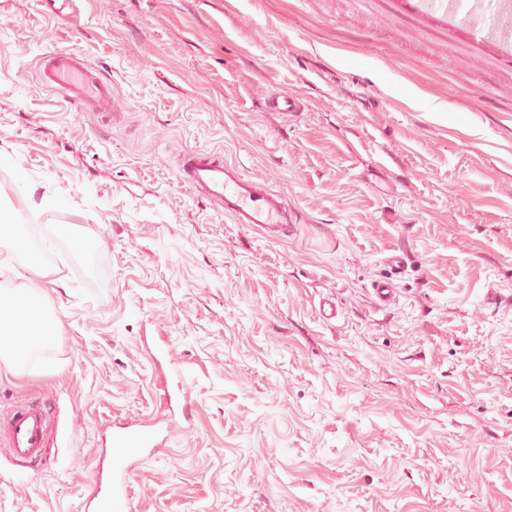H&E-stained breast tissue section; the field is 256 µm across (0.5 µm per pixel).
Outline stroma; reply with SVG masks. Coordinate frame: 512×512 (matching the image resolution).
I'll list each match as a JSON object with an SVG mask.
<instances>
[{"mask_svg":"<svg viewBox=\"0 0 512 512\" xmlns=\"http://www.w3.org/2000/svg\"><path fill=\"white\" fill-rule=\"evenodd\" d=\"M56 49L111 75L122 124L37 83ZM288 93L301 111L270 108ZM190 148L266 180L296 234L267 239L179 182ZM0 209L99 248L89 264L58 244L10 279L45 289L61 334L36 371L0 365V404L45 402L55 427L43 473L0 454V512H83L90 450L125 419L172 432L133 512H512V37L484 16L0 0ZM172 361L186 413L160 399ZM385 261L391 270L390 276L376 280L372 284V290L379 306H386L395 300V277L403 272V258L401 255L391 254Z\"/></svg>","mask_w":512,"mask_h":512,"instance_id":"1","label":"stroma"}]
</instances>
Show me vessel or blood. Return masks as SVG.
<instances>
[{
  "label": "vessel or blood",
  "instance_id": "b4317fda",
  "mask_svg": "<svg viewBox=\"0 0 512 512\" xmlns=\"http://www.w3.org/2000/svg\"><path fill=\"white\" fill-rule=\"evenodd\" d=\"M40 85L65 102L89 112H108L113 122L124 119V111L112 89V82L81 54L57 49L42 55L38 69ZM177 176L199 196L220 209L235 224H249L267 237L276 238L296 229L287 199L268 183L248 175L239 165L225 160L215 150L187 149L176 158ZM388 277L374 281L372 290L378 305L395 299L394 278L403 270V259L391 254L386 259ZM189 385L182 372L164 381L162 397L167 405L187 395ZM51 434L50 415L41 405L0 408V451L16 465L26 467L43 459ZM167 443L159 430L131 423L113 430L109 440L94 450L93 491L87 501L92 512H130V484L139 464Z\"/></svg>",
  "mask_w": 512,
  "mask_h": 512
}]
</instances>
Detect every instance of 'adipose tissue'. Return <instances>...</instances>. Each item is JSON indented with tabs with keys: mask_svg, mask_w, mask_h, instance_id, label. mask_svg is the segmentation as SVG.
Instances as JSON below:
<instances>
[{
	"mask_svg": "<svg viewBox=\"0 0 512 512\" xmlns=\"http://www.w3.org/2000/svg\"><path fill=\"white\" fill-rule=\"evenodd\" d=\"M57 238L67 240L86 261H94L96 242L78 234L72 225H57L50 237L43 235L34 224L0 225V243H9L19 250L32 267L44 264ZM59 333V321L45 305L39 290H0V361L9 372L19 375L37 370L43 352Z\"/></svg>",
	"mask_w": 512,
	"mask_h": 512,
	"instance_id": "adipose-tissue-1",
	"label": "adipose tissue"
}]
</instances>
